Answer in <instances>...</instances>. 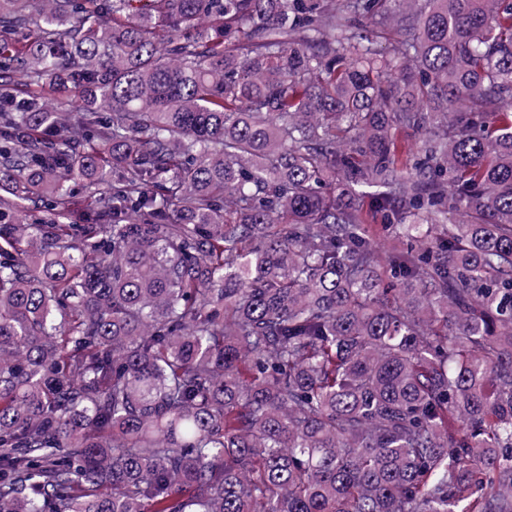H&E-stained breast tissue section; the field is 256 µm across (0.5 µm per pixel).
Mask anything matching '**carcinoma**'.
<instances>
[{
	"mask_svg": "<svg viewBox=\"0 0 512 512\" xmlns=\"http://www.w3.org/2000/svg\"><path fill=\"white\" fill-rule=\"evenodd\" d=\"M0 512H512V0H0Z\"/></svg>",
	"mask_w": 512,
	"mask_h": 512,
	"instance_id": "1",
	"label": "carcinoma"
}]
</instances>
